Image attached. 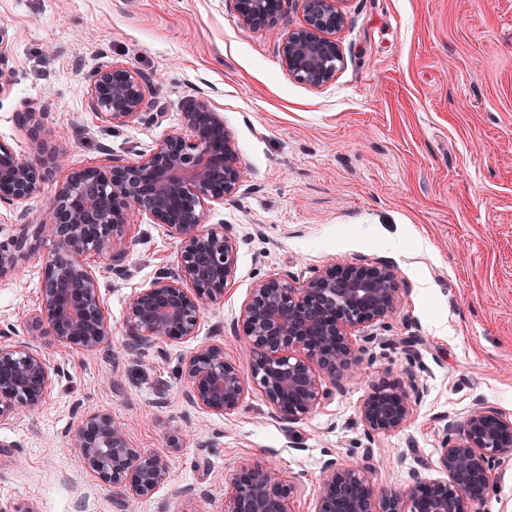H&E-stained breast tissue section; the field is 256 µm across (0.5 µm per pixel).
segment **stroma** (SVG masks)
I'll return each mask as SVG.
<instances>
[{"label": "stroma", "mask_w": 512, "mask_h": 512, "mask_svg": "<svg viewBox=\"0 0 512 512\" xmlns=\"http://www.w3.org/2000/svg\"><path fill=\"white\" fill-rule=\"evenodd\" d=\"M343 63L314 87L283 68L267 32L241 27L232 0H0V141L22 157L39 140L64 148L27 205L39 223L60 182L89 166L137 160L180 124L187 99L207 94L224 115L243 186L209 204L202 229L237 241V271L202 312L195 337L132 358L126 305L174 268L178 243L133 225L121 268L96 259L112 342L93 352L32 335L42 254L0 279V330L32 341L63 368L43 407L0 419V506L8 512H117L69 439L105 411L142 453L165 455L171 480L137 512H221L245 463L276 461L295 485L294 512H312L322 466L373 448L375 491L443 478L440 448L452 416L474 402L512 413V0H339ZM121 62L159 83L145 120L112 123L88 103L96 70ZM43 113L39 139L20 122ZM393 263L409 294L343 386L285 429L244 361L240 311L254 285L305 280L328 261ZM220 343L239 362L243 405L200 412L181 374L193 348ZM414 381L422 396L401 430L368 437L360 405L374 386ZM177 447H169L170 437ZM207 497L186 499V485Z\"/></svg>", "instance_id": "35a3bbf8"}]
</instances>
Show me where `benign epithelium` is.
I'll return each mask as SVG.
<instances>
[{"mask_svg":"<svg viewBox=\"0 0 512 512\" xmlns=\"http://www.w3.org/2000/svg\"><path fill=\"white\" fill-rule=\"evenodd\" d=\"M338 0H235L240 26L276 34L283 67L312 86L330 82L342 54L336 34L345 18ZM301 10V23L280 30L284 5ZM151 80L113 62L92 76L89 102L107 120L142 118ZM67 153L45 149V159L24 161L0 142V204L26 216L41 193L46 165L62 167ZM241 189V159L223 115L205 95L188 99L181 125L169 130L133 163L86 167L58 185L35 225L0 241V279L15 272L29 253L43 250L41 306L20 318L37 330L81 350L110 342L112 328L98 276L87 257L120 262L134 221L158 224L179 240L177 267L129 299L127 325L138 355L155 342L183 343L196 336L201 312L224 295L235 278L237 246L224 228L200 229L205 206L222 203ZM395 267L388 263H330L299 282L275 277L258 282L241 313L244 356L271 417L292 427L327 398L323 377L336 382L356 366L377 340L371 328L384 323L403 302ZM63 370L50 368L28 342L0 340V419L25 408L39 409ZM189 400L201 410L232 414L245 400L239 366L224 347L194 348L183 360ZM419 397L416 385L388 382L373 388L360 407L370 437L403 428ZM100 480L121 489L119 512L152 496L169 480L165 460L130 448L124 428L106 412L82 418L71 441ZM512 454V414L475 402L460 418L448 419L440 463L444 480L418 481L401 494H377L355 465L324 462L313 512H475L490 490L492 474ZM292 486L272 461L243 465L224 512H293Z\"/></svg>","mask_w":512,"mask_h":512,"instance_id":"7a95c632","label":"benign epithelium"}]
</instances>
